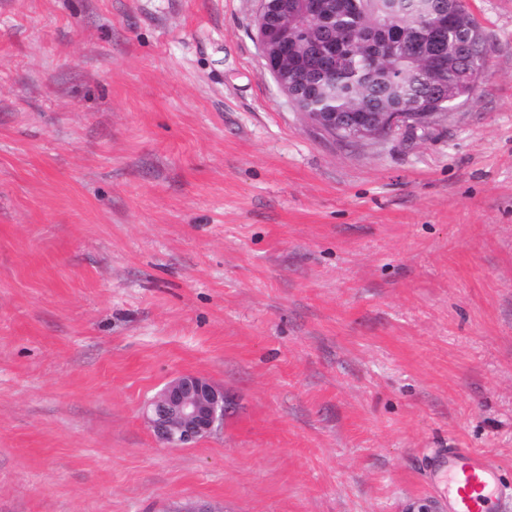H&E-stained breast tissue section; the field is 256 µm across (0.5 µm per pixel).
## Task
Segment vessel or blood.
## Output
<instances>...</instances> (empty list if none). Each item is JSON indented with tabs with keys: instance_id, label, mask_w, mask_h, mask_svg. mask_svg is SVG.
I'll use <instances>...</instances> for the list:
<instances>
[{
	"instance_id": "obj_1",
	"label": "vessel or blood",
	"mask_w": 512,
	"mask_h": 512,
	"mask_svg": "<svg viewBox=\"0 0 512 512\" xmlns=\"http://www.w3.org/2000/svg\"><path fill=\"white\" fill-rule=\"evenodd\" d=\"M436 468L448 478V512H504L512 500L499 469L479 452L442 450Z\"/></svg>"
}]
</instances>
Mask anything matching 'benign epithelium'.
Returning a JSON list of instances; mask_svg holds the SVG:
<instances>
[{
	"mask_svg": "<svg viewBox=\"0 0 512 512\" xmlns=\"http://www.w3.org/2000/svg\"><path fill=\"white\" fill-rule=\"evenodd\" d=\"M333 9V0H275L273 3L261 0L257 39L268 70L297 111L331 137L365 140L386 138L396 131L424 133L447 116L445 112L420 111L416 100L397 112H308L300 108L297 89L307 78L300 61L308 54L325 68L333 70L341 56L336 42L329 38L303 47L296 38L295 28L304 17L320 26L325 25ZM419 17L425 23V34L429 39L415 50V54L448 59V64L433 67L423 82L436 95L455 98L456 87L474 85V73L465 68L458 69V58L477 48L479 35L473 33L465 46L447 42L444 35L452 15L434 0H429ZM361 47L368 56L369 66L380 67L389 83H397L391 77L392 67L381 65L376 47L370 43H363ZM230 408L223 388L202 375L185 373L158 391L145 405L143 415L162 443L171 448H183L197 443L223 424Z\"/></svg>",
	"mask_w": 512,
	"mask_h": 512,
	"instance_id": "obj_1",
	"label": "benign epithelium"
}]
</instances>
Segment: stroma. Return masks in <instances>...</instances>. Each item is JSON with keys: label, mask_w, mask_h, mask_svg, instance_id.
I'll return each instance as SVG.
<instances>
[{"label": "stroma", "mask_w": 512, "mask_h": 512, "mask_svg": "<svg viewBox=\"0 0 512 512\" xmlns=\"http://www.w3.org/2000/svg\"><path fill=\"white\" fill-rule=\"evenodd\" d=\"M427 134L326 135L259 0H0V512H415L512 484V0ZM186 372L234 409L169 448ZM230 408L223 388L205 376L185 373L158 391L145 405L143 415L162 443L183 448L223 424ZM435 467L448 478V512H502L511 499L499 469L479 452L447 448Z\"/></svg>", "instance_id": "1"}]
</instances>
